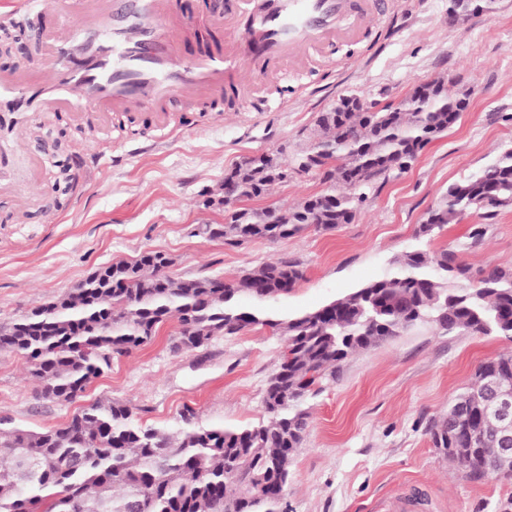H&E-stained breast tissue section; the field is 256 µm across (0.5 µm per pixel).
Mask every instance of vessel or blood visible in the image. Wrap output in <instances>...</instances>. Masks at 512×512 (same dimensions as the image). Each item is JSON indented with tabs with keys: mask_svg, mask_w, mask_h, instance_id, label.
Returning a JSON list of instances; mask_svg holds the SVG:
<instances>
[{
	"mask_svg": "<svg viewBox=\"0 0 512 512\" xmlns=\"http://www.w3.org/2000/svg\"><path fill=\"white\" fill-rule=\"evenodd\" d=\"M383 0H209L204 18L224 38L193 59L182 46L194 27L176 0H61L41 23L44 0H0V30L34 28L33 64L0 70V100L34 120L68 116L112 126L114 115L146 112L159 138L176 107L248 96L251 77L306 65V51L350 43L380 14Z\"/></svg>",
	"mask_w": 512,
	"mask_h": 512,
	"instance_id": "vessel-or-blood-1",
	"label": "vessel or blood"
}]
</instances>
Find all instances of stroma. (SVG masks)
I'll return each instance as SVG.
<instances>
[{"label": "stroma", "mask_w": 512, "mask_h": 512, "mask_svg": "<svg viewBox=\"0 0 512 512\" xmlns=\"http://www.w3.org/2000/svg\"><path fill=\"white\" fill-rule=\"evenodd\" d=\"M437 77L449 91L471 90L468 111L407 172L367 189L351 223L240 245L201 233L202 225L223 223V209L206 200L221 196L225 172L241 157L304 148L318 115L341 96L395 102ZM18 120L0 116V170L39 202L15 211L0 199L2 327L68 294L97 268L147 251L164 253L176 279L229 280L268 262L297 263L304 279L273 304L284 317L380 278L419 243L476 268L512 267V208L486 220L476 212L416 239L449 185L512 148V0L465 24L449 16L448 0H389L359 41L325 47L288 82L267 79L255 102L227 97L213 109L174 112L177 130L163 142L143 114L108 136L63 118L31 126V142L52 157L35 181L15 145ZM481 222L487 233L471 245V227ZM176 338V322L163 325L150 343L113 355L111 368L69 402L44 397L22 356L0 350V419L53 429L112 399L143 425L169 432L186 406L203 424L257 423L285 337L255 326L179 353ZM508 351L512 339L504 336L417 325L350 357L307 403L289 512H377L381 502L403 498L415 501L414 512H512V479L463 478L432 436L480 362Z\"/></svg>", "instance_id": "obj_1"}]
</instances>
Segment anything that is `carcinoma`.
<instances>
[{
	"label": "carcinoma",
	"mask_w": 512,
	"mask_h": 512,
	"mask_svg": "<svg viewBox=\"0 0 512 512\" xmlns=\"http://www.w3.org/2000/svg\"><path fill=\"white\" fill-rule=\"evenodd\" d=\"M450 14L465 22L477 0H450ZM432 102L409 93L395 112H337L320 117L309 143L329 149L325 177L336 204L322 196L283 208L226 209L225 222L202 233L228 244L275 241L313 226L349 224L365 200L363 189L409 169L418 154L458 119L461 93L448 81L427 82ZM282 152L257 162L245 157L224 175V195L241 201L268 195L281 183ZM512 206V149L448 187L416 238L458 221L471 211L490 218ZM169 261L145 252L88 277L71 293L8 327L0 348L20 353L42 394L73 399L111 367L112 354L138 349L161 325H178L175 351L206 346L214 337L255 325L288 340V354L270 378L264 417L229 428L180 414L176 433L144 427L116 400H98L66 424L47 431L0 428V512H286L280 491L308 428L305 404L340 364L418 323L444 333L465 331L512 338V269L477 270L446 250L415 248L394 257L390 271L344 296L308 311L278 317L268 303L304 278L295 263L270 262L236 279L177 280L160 274ZM241 296L253 300L238 306ZM512 389V352L482 362L473 383L455 399L433 433L448 462L472 479L512 478V458L499 459L500 423L486 404L490 385Z\"/></svg>",
	"instance_id": "1"
}]
</instances>
